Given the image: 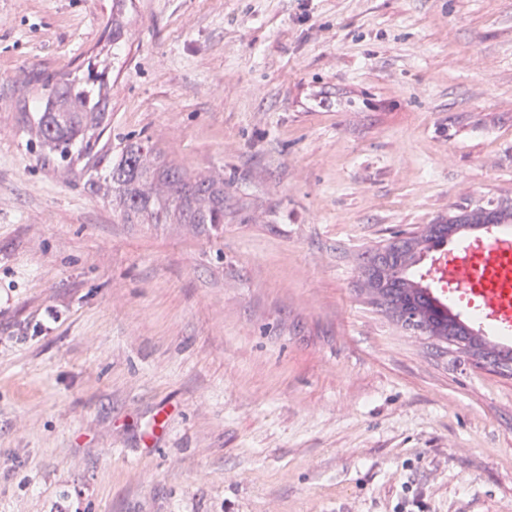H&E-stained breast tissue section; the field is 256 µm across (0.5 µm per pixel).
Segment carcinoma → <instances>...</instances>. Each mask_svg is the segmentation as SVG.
<instances>
[{"mask_svg": "<svg viewBox=\"0 0 512 512\" xmlns=\"http://www.w3.org/2000/svg\"><path fill=\"white\" fill-rule=\"evenodd\" d=\"M131 3L112 0L107 39L114 49L125 39ZM96 60V55L88 59L82 76L71 70L37 73L30 80L19 112L40 150L64 172L81 165L87 184L102 185L117 198L124 224H192L218 230L224 225V182L184 171L148 137L116 150L103 139L111 123L112 86L105 71L96 70ZM489 224H512L511 200H488L450 213L376 250L363 266L362 289L375 305L437 347L512 370V347L458 321L412 273L448 239Z\"/></svg>", "mask_w": 512, "mask_h": 512, "instance_id": "cac0c4a2", "label": "carcinoma"}]
</instances>
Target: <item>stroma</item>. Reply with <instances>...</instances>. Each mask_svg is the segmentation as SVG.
I'll return each mask as SVG.
<instances>
[{
    "label": "stroma",
    "mask_w": 512,
    "mask_h": 512,
    "mask_svg": "<svg viewBox=\"0 0 512 512\" xmlns=\"http://www.w3.org/2000/svg\"><path fill=\"white\" fill-rule=\"evenodd\" d=\"M110 5L0 0V512H512V372L359 270L512 199V0H134L111 138L223 178L208 234L122 223L22 128Z\"/></svg>",
    "instance_id": "stroma-1"
}]
</instances>
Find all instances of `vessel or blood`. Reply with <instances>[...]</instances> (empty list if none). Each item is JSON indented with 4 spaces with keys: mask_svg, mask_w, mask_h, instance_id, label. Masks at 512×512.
Listing matches in <instances>:
<instances>
[{
    "mask_svg": "<svg viewBox=\"0 0 512 512\" xmlns=\"http://www.w3.org/2000/svg\"><path fill=\"white\" fill-rule=\"evenodd\" d=\"M449 259L433 260L429 277L455 286L472 329L496 339L512 337V226L492 224L458 240Z\"/></svg>",
    "mask_w": 512,
    "mask_h": 512,
    "instance_id": "b4317fda",
    "label": "vessel or blood"
}]
</instances>
